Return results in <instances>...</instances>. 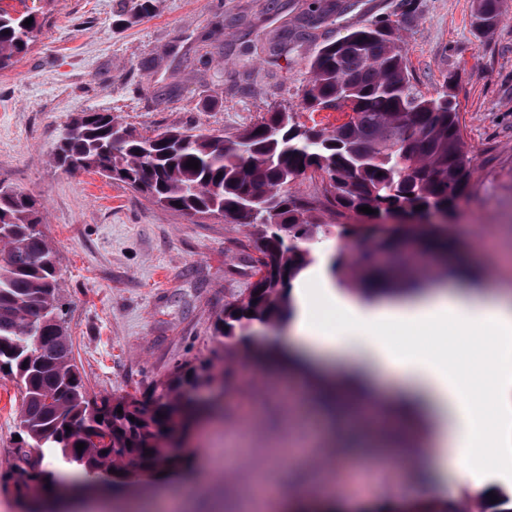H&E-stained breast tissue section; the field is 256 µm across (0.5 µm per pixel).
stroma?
Listing matches in <instances>:
<instances>
[{"mask_svg":"<svg viewBox=\"0 0 512 512\" xmlns=\"http://www.w3.org/2000/svg\"><path fill=\"white\" fill-rule=\"evenodd\" d=\"M298 52L272 56L284 26L311 0H156L151 18L137 0H36L42 29L27 54L0 72V177L43 207V230L58 250L62 300L76 363L91 398L150 388L177 363L221 353L230 366L223 408L193 431L195 462L223 455V470L176 481L194 512H245L242 492L265 478L295 491L341 470L362 489L337 495L335 512H448L468 502L473 484L512 477L497 448L478 459L469 483L448 495L409 498L418 461L375 460L363 443L339 451L323 436L312 458L282 460L299 447L311 417L287 408L278 392L285 371L226 353L212 324L248 287L252 242L232 224L159 208L130 187L95 172L71 175L53 161L61 128L83 112H109L150 135L194 127L233 136L266 113L335 120L300 109L309 84L304 61L328 39L383 18L403 0H338ZM400 37L414 84L454 97L474 158L469 198L451 223L465 255L483 265V284L512 285V11L491 31L473 26L477 0H413ZM223 65L201 77L200 51ZM21 401L0 378V463L10 460Z\"/></svg>","mask_w":512,"mask_h":512,"instance_id":"obj_1","label":"stroma"}]
</instances>
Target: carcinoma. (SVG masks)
Instances as JSON below:
<instances>
[{"label": "carcinoma", "instance_id": "carcinoma-1", "mask_svg": "<svg viewBox=\"0 0 512 512\" xmlns=\"http://www.w3.org/2000/svg\"><path fill=\"white\" fill-rule=\"evenodd\" d=\"M331 11L314 0L305 24L283 29L273 52L294 51ZM503 14L504 0H479L474 25L487 32ZM412 15L407 2L401 20L350 31L306 61L304 110L351 103L352 114L336 126L308 127L293 113L276 111L228 139L191 127L145 136L109 112H83L61 131L54 160L71 174L94 170L124 183L165 209L189 217L222 213L226 223L249 229L255 281L217 315L213 336L252 361L261 352L246 329L290 317L292 282L311 261L309 241L323 230L312 217L314 204L292 192L307 173L326 180L323 206L340 220L344 243L331 270L341 280L370 292L380 279L412 276L405 264L390 269L377 259L400 251L403 240L398 231L378 228L406 221L416 222L417 250L430 263L448 276L470 275V267L448 264V225L433 218L458 214L470 193L471 157L457 104L411 82L397 31ZM38 29L32 10L0 7V70L27 53ZM192 158L199 169L186 166ZM364 205L376 213L359 211ZM41 224L37 201L0 179V374L15 381L21 400L20 440L0 471V491L22 512H59L64 500L62 488L45 496L53 474L43 468L41 448L105 489L112 469L124 477L132 465L148 472L173 464L166 448L176 436L186 441L194 411L212 388L224 387L227 373L222 356L185 361L138 396L89 399L60 305L56 249ZM79 443L85 444L80 451Z\"/></svg>", "mask_w": 512, "mask_h": 512}]
</instances>
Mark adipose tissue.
<instances>
[{
    "instance_id": "obj_1",
    "label": "adipose tissue",
    "mask_w": 512,
    "mask_h": 512,
    "mask_svg": "<svg viewBox=\"0 0 512 512\" xmlns=\"http://www.w3.org/2000/svg\"><path fill=\"white\" fill-rule=\"evenodd\" d=\"M290 330L294 340L315 357L344 355L381 371H393L407 381L427 411L424 443L431 446L423 467L430 473L418 485L421 493L441 494L449 478L468 481L475 461V445L494 434L497 447L512 446V304L495 290L472 297L444 291L399 304H364L328 285L318 291L295 289ZM336 307L340 321L332 328L317 323L314 299ZM403 333L431 330L454 331L458 336L489 337L496 354L488 372L486 400L476 403L463 379L461 367H449L446 355L423 350L419 345L395 343L391 329ZM495 405L499 418L488 429L487 405Z\"/></svg>"
}]
</instances>
